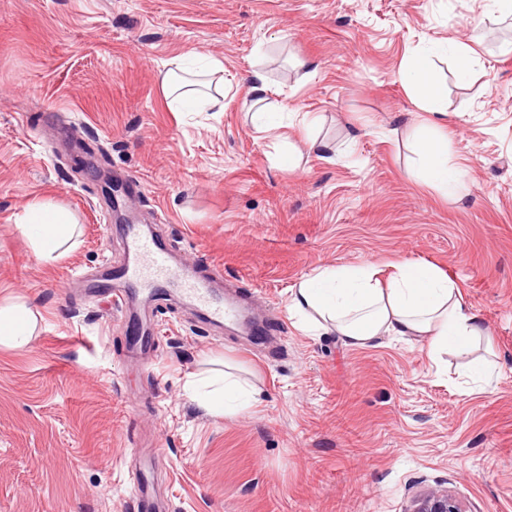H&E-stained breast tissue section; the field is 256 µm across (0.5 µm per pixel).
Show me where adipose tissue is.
Instances as JSON below:
<instances>
[{
    "instance_id": "adipose-tissue-1",
    "label": "adipose tissue",
    "mask_w": 512,
    "mask_h": 512,
    "mask_svg": "<svg viewBox=\"0 0 512 512\" xmlns=\"http://www.w3.org/2000/svg\"><path fill=\"white\" fill-rule=\"evenodd\" d=\"M220 61L192 70L182 60H173L163 80V91L172 110L188 107L195 112L218 108L222 91L211 80L220 71ZM403 77L424 98L428 112L446 118V90L432 75L427 56L412 57ZM418 157L414 178L454 198L467 188L462 168L448 163V139L435 130L419 133L413 141ZM24 229L35 255L42 260L59 257L72 235L69 212L42 203L29 204ZM396 272L380 280L374 263L328 265L316 268L290 290L288 312L306 332H336L351 348L378 344L387 336L423 340L431 357L454 349L467 350L484 328L478 313L466 304L452 273L418 261L396 263ZM35 317L22 303L0 306V343L27 345ZM215 391L202 393V380L189 379L192 401L211 414H234L254 407L258 392L234 374H218Z\"/></svg>"
}]
</instances>
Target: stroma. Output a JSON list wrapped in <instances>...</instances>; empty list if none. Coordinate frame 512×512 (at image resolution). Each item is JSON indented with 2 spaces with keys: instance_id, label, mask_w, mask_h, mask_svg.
<instances>
[{
  "instance_id": "1",
  "label": "stroma",
  "mask_w": 512,
  "mask_h": 512,
  "mask_svg": "<svg viewBox=\"0 0 512 512\" xmlns=\"http://www.w3.org/2000/svg\"><path fill=\"white\" fill-rule=\"evenodd\" d=\"M454 42L475 57L461 66ZM434 54L448 88L452 200L410 176L429 114L402 79ZM222 62L220 112H174L170 61ZM283 125L242 108L253 71ZM332 147L317 153L309 138ZM139 196L111 200L114 173ZM74 216L55 260L22 228L33 201ZM177 261L248 296L261 339L191 301L137 306L143 353L106 273L125 259L113 207ZM400 260L455 275L486 330L437 371L418 340L353 349L308 336L290 288L326 265ZM36 317L0 345V512H135L144 459L166 512H406L441 489L465 512H512V12L490 0H0V303ZM495 366L468 383L472 360ZM237 367L262 403L209 415L189 375Z\"/></svg>"
}]
</instances>
